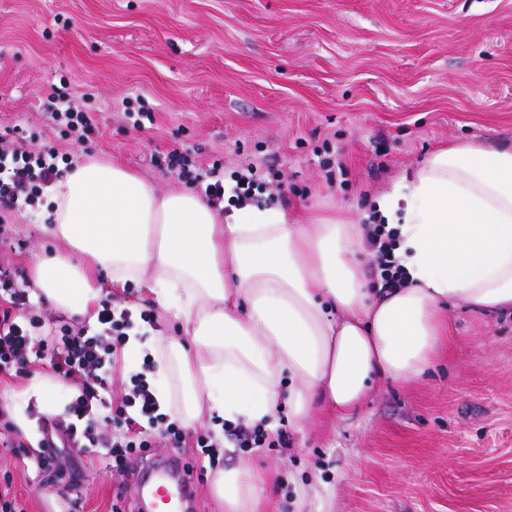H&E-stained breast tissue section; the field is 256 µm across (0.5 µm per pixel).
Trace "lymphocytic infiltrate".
Returning a JSON list of instances; mask_svg holds the SVG:
<instances>
[{"label": "lymphocytic infiltrate", "mask_w": 512, "mask_h": 512, "mask_svg": "<svg viewBox=\"0 0 512 512\" xmlns=\"http://www.w3.org/2000/svg\"><path fill=\"white\" fill-rule=\"evenodd\" d=\"M57 159L52 148L0 150V209L32 203L36 190L61 178ZM366 241L374 287L383 291L402 287L403 275L392 260L393 233L377 224L368 229ZM19 278V272L0 269V378L22 375L39 366L73 384L74 395L65 415L47 423L63 445L105 449L119 470L127 469L133 458L144 457L159 438L176 448H196L199 456L218 463L219 451L210 435L183 432L171 421L169 414L162 412L145 374L132 375V386L119 403L107 397L129 332L136 323L153 324L150 311L118 308L106 299L97 310L95 328L64 326L47 341L36 334L41 321L31 309L27 289L19 287ZM105 420L113 423L112 433L100 431L99 424Z\"/></svg>", "instance_id": "1"}]
</instances>
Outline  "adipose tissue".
<instances>
[{"label":"adipose tissue","mask_w":512,"mask_h":512,"mask_svg":"<svg viewBox=\"0 0 512 512\" xmlns=\"http://www.w3.org/2000/svg\"><path fill=\"white\" fill-rule=\"evenodd\" d=\"M51 202L46 229L61 248L36 258L35 288L83 316L100 300L98 272L147 280L192 342L133 335L127 347L152 353L156 395L188 426L206 411L271 430L283 409L297 423L316 410L351 417L378 381L432 367L448 305L512 311V146L438 150L378 198L406 277L388 292L364 279L362 225L338 214L226 208L99 159L69 167ZM213 490L224 512H259L250 467L219 473Z\"/></svg>","instance_id":"1"}]
</instances>
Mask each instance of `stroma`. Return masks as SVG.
Returning <instances> with one entry per match:
<instances>
[{"label":"stroma","mask_w":512,"mask_h":512,"mask_svg":"<svg viewBox=\"0 0 512 512\" xmlns=\"http://www.w3.org/2000/svg\"><path fill=\"white\" fill-rule=\"evenodd\" d=\"M91 113L84 142L55 118L60 97ZM66 162L112 159L159 188L204 194L212 168L225 182L253 167L259 204L372 214L435 148L512 145V0H0V131ZM187 154L196 180L167 165ZM37 207L0 210V269L21 271L41 335L63 322L31 276L56 241ZM98 285L103 297L152 309L153 336L183 325L156 309L146 283ZM452 336L410 384H383L353 417L279 425L287 447L238 448L216 418L219 467L191 456V512H224L219 469L251 463L269 474L273 512H512V314L448 311ZM0 380V437L37 442L42 415L63 414L69 382ZM147 467L111 468L101 449L66 450L40 469L0 447L21 512H133Z\"/></svg>","instance_id":"obj_1"}]
</instances>
